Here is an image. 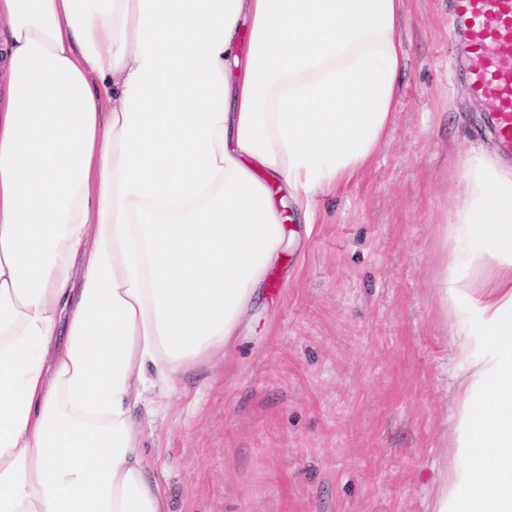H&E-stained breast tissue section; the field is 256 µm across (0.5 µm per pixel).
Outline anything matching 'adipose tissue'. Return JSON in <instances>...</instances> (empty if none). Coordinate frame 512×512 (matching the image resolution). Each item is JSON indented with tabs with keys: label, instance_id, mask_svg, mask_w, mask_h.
Here are the masks:
<instances>
[{
	"label": "adipose tissue",
	"instance_id": "ef3b65f1",
	"mask_svg": "<svg viewBox=\"0 0 512 512\" xmlns=\"http://www.w3.org/2000/svg\"><path fill=\"white\" fill-rule=\"evenodd\" d=\"M402 0H0V512H169L132 417L234 347L283 248L387 138ZM248 51L240 49L242 24ZM429 512H512V166L468 152Z\"/></svg>",
	"mask_w": 512,
	"mask_h": 512
}]
</instances>
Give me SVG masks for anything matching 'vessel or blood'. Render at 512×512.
I'll use <instances>...</instances> for the list:
<instances>
[{"instance_id":"b4317fda","label":"vessel or blood","mask_w":512,"mask_h":512,"mask_svg":"<svg viewBox=\"0 0 512 512\" xmlns=\"http://www.w3.org/2000/svg\"><path fill=\"white\" fill-rule=\"evenodd\" d=\"M449 25L468 92L491 102L485 125L512 160V0H451Z\"/></svg>"}]
</instances>
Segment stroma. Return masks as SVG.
Masks as SVG:
<instances>
[{
	"label": "stroma",
	"mask_w": 512,
	"mask_h": 512,
	"mask_svg": "<svg viewBox=\"0 0 512 512\" xmlns=\"http://www.w3.org/2000/svg\"><path fill=\"white\" fill-rule=\"evenodd\" d=\"M449 6L404 0L391 131L313 223L289 220L236 346L135 410L169 512H429L453 414L440 229L460 160L494 147Z\"/></svg>",
	"instance_id": "35a3bbf8"
}]
</instances>
